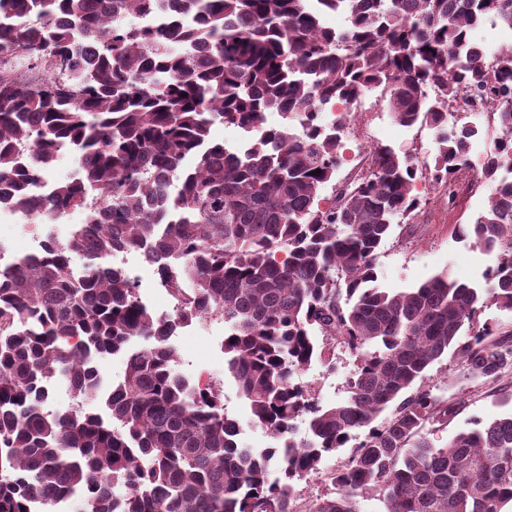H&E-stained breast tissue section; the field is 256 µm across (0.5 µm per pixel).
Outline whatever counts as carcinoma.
I'll list each match as a JSON object with an SVG mask.
<instances>
[{
    "mask_svg": "<svg viewBox=\"0 0 512 512\" xmlns=\"http://www.w3.org/2000/svg\"><path fill=\"white\" fill-rule=\"evenodd\" d=\"M336 11L342 32L322 24ZM134 14L152 25L125 24ZM485 20L512 32V0H0V202L31 224L109 203L89 216L109 219L100 234L80 225L0 264V512H297L293 483L356 432L307 512H361L367 490L381 512L512 505V414L438 447L422 431L459 400L414 388L450 350L471 382L512 378V335L479 321L490 303L512 313V46L474 41ZM377 88L396 121L435 130V151L375 145L321 207L343 148L322 113ZM454 99L485 103L498 128L471 181L491 186L488 207L458 233L499 262L482 285L444 271L383 289L379 251L419 208V166L447 183L471 167L478 129L448 115ZM216 122L247 147L210 141ZM65 152L81 174L51 184ZM119 251L154 267L174 314L147 308ZM213 318L275 446L244 445L220 387L175 371L171 331ZM338 346L357 365L324 408L296 376L334 368ZM106 355L125 359L109 387ZM48 382L76 405L48 410Z\"/></svg>",
    "mask_w": 512,
    "mask_h": 512,
    "instance_id": "obj_1",
    "label": "carcinoma"
}]
</instances>
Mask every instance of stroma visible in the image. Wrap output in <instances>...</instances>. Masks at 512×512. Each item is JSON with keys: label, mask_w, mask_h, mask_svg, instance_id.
I'll use <instances>...</instances> for the list:
<instances>
[{"label": "stroma", "mask_w": 512, "mask_h": 512, "mask_svg": "<svg viewBox=\"0 0 512 512\" xmlns=\"http://www.w3.org/2000/svg\"><path fill=\"white\" fill-rule=\"evenodd\" d=\"M378 98V92H367L362 100L364 110L356 117L358 124L369 126L373 142L398 150L415 149L424 157L432 155L435 148L433 130L420 125H400L384 107L371 112L369 106ZM490 193L491 188L487 185L473 190L464 187L456 205L451 206L444 195L419 191L420 207L415 218L394 227L379 253V285L397 290L412 288L444 270L462 281H481L485 270L496 265L497 256L460 238L457 227L471 222L486 209ZM223 337L224 326L217 322L205 330L196 325L187 327L184 336L175 340L180 354L177 370L194 381L208 377L223 379L224 408L243 423V442L254 448L271 445V437L262 429L249 426V407L235 382L224 375ZM355 367L354 356L340 350L336 353L334 369H326L316 362L300 375L299 380L310 386L319 405L328 407L345 398L346 381ZM423 385L445 391L461 402L459 413L449 419L445 428L428 430V438L438 445L471 428L474 422H489L512 412V385H474L462 378L457 359L450 355L429 367ZM353 449V444H346L336 455L328 457L318 472L296 484L299 508L304 510L316 498L333 492L329 475L348 461Z\"/></svg>", "instance_id": "1"}]
</instances>
